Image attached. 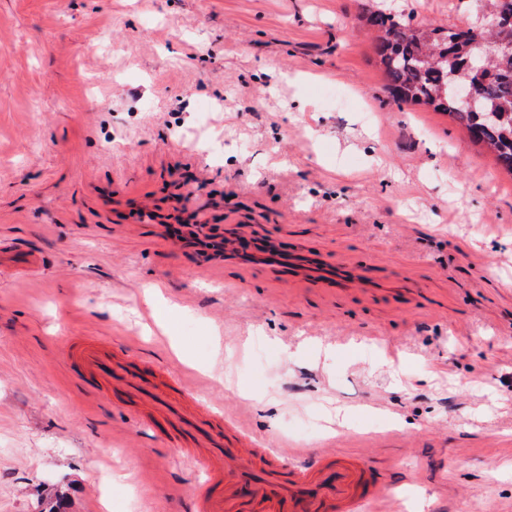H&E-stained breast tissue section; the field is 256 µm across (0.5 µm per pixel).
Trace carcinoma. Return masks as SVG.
Listing matches in <instances>:
<instances>
[{
	"label": "carcinoma",
	"instance_id": "cac0c4a2",
	"mask_svg": "<svg viewBox=\"0 0 512 512\" xmlns=\"http://www.w3.org/2000/svg\"><path fill=\"white\" fill-rule=\"evenodd\" d=\"M362 20L375 32L374 54L392 99L447 114L512 174V54L493 55L480 75L468 65L484 52L494 51L498 41H512V27L475 33L417 24L410 16L387 11L379 0H369ZM464 82L480 84L475 111L457 102L456 86Z\"/></svg>",
	"mask_w": 512,
	"mask_h": 512
}]
</instances>
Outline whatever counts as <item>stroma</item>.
Masks as SVG:
<instances>
[{
	"label": "stroma",
	"mask_w": 512,
	"mask_h": 512,
	"mask_svg": "<svg viewBox=\"0 0 512 512\" xmlns=\"http://www.w3.org/2000/svg\"><path fill=\"white\" fill-rule=\"evenodd\" d=\"M364 2L0 0V512H180L206 479L80 387L74 336L301 463L363 458L375 512H512V175L393 101Z\"/></svg>",
	"instance_id": "1"
}]
</instances>
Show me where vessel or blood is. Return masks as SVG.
<instances>
[{
	"label": "vessel or blood",
	"mask_w": 512,
	"mask_h": 512,
	"mask_svg": "<svg viewBox=\"0 0 512 512\" xmlns=\"http://www.w3.org/2000/svg\"><path fill=\"white\" fill-rule=\"evenodd\" d=\"M65 358L79 367L85 386L127 388L141 397H151L155 387L137 371L114 365L112 349L89 337L70 340ZM216 426L202 430L193 418L174 417L169 421L167 440L180 444L194 438L205 441V454H190L196 470L209 481L192 494V512H365L386 494L369 465L357 458L331 460L322 456L310 466L288 463L274 448L250 452L226 445L217 423L223 411L210 409Z\"/></svg>",
	"instance_id": "1"
}]
</instances>
